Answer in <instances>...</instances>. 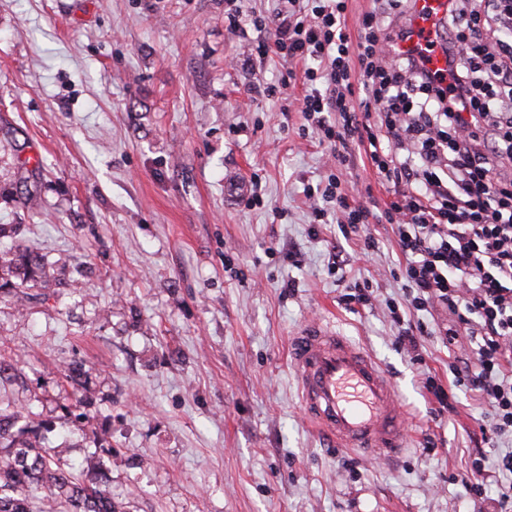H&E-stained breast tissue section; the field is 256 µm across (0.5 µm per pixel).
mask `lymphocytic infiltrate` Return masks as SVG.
Segmentation results:
<instances>
[{
  "label": "lymphocytic infiltrate",
  "mask_w": 512,
  "mask_h": 512,
  "mask_svg": "<svg viewBox=\"0 0 512 512\" xmlns=\"http://www.w3.org/2000/svg\"><path fill=\"white\" fill-rule=\"evenodd\" d=\"M226 2L227 31L253 28L258 55L304 64L299 110L338 167L322 188L303 189L313 223L332 215L344 232L367 226L369 209L349 204L338 175L363 150L401 190L382 216L406 260L408 308L452 318L431 329L394 316L398 342L469 336L470 354L449 367L453 384L487 405L482 431L512 435V0H448L439 70L422 53L388 51L387 37L414 33L411 0H371L356 45L347 0H275L262 15ZM358 92L376 123L359 117Z\"/></svg>",
  "instance_id": "obj_1"
}]
</instances>
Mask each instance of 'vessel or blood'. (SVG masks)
Listing matches in <instances>:
<instances>
[{
	"instance_id": "b4317fda",
	"label": "vessel or blood",
	"mask_w": 512,
	"mask_h": 512,
	"mask_svg": "<svg viewBox=\"0 0 512 512\" xmlns=\"http://www.w3.org/2000/svg\"><path fill=\"white\" fill-rule=\"evenodd\" d=\"M447 9L448 0H415V33L399 50L433 41V22ZM291 362L305 416L337 447L370 457L406 448L399 395L385 368L330 324L302 327L292 339Z\"/></svg>"
}]
</instances>
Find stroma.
<instances>
[{"label": "stroma", "instance_id": "stroma-1", "mask_svg": "<svg viewBox=\"0 0 512 512\" xmlns=\"http://www.w3.org/2000/svg\"><path fill=\"white\" fill-rule=\"evenodd\" d=\"M256 37L226 31L224 0H0V224L85 270L23 314L0 298L26 378L12 392L46 415L71 392L62 361L90 367L119 512H492L460 483L484 404L460 391L438 417L424 388L451 389L470 341L396 343L391 225L370 222L371 249L311 227L303 187L328 151L252 90L286 79L301 97L304 66L255 56ZM341 180L352 204L394 198L371 166ZM357 282L375 301L352 311ZM315 321L386 368L410 417L397 457L330 447L305 418L289 346Z\"/></svg>", "mask_w": 512, "mask_h": 512}]
</instances>
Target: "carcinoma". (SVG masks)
Wrapping results in <instances>:
<instances>
[{"mask_svg": "<svg viewBox=\"0 0 512 512\" xmlns=\"http://www.w3.org/2000/svg\"><path fill=\"white\" fill-rule=\"evenodd\" d=\"M54 266L56 272L49 273L45 256L18 242L0 249V296L11 298L19 312L56 297L70 258L59 257ZM61 371L68 384L79 387V394L51 419L18 405L0 389V512H117L101 455L86 456L76 469L65 458V449L46 444L47 433L66 429L75 410L97 400L84 364L65 361ZM21 376L20 359L0 353V383L12 384ZM87 435L96 447L112 452L107 429L90 425Z\"/></svg>", "mask_w": 512, "mask_h": 512, "instance_id": "obj_1", "label": "carcinoma"}]
</instances>
